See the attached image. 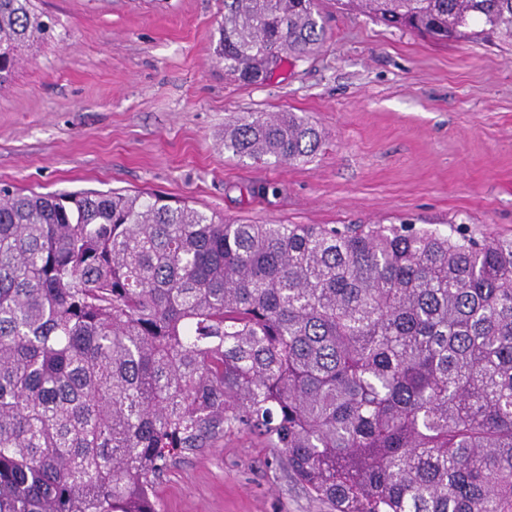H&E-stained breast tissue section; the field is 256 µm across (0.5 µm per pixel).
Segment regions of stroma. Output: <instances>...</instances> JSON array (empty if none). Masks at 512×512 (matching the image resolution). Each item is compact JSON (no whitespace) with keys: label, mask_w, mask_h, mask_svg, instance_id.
<instances>
[{"label":"stroma","mask_w":512,"mask_h":512,"mask_svg":"<svg viewBox=\"0 0 512 512\" xmlns=\"http://www.w3.org/2000/svg\"><path fill=\"white\" fill-rule=\"evenodd\" d=\"M50 38L0 87V184L140 190L242 221L398 224L512 235V46L445 45L318 0L323 43L240 84L214 47L221 0H34ZM293 112L305 163L224 150L225 124ZM270 184L276 193L247 194ZM160 512H329L244 431L169 462Z\"/></svg>","instance_id":"obj_1"}]
</instances>
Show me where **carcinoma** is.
I'll list each match as a JSON object with an SVG mask.
<instances>
[{"mask_svg":"<svg viewBox=\"0 0 512 512\" xmlns=\"http://www.w3.org/2000/svg\"><path fill=\"white\" fill-rule=\"evenodd\" d=\"M224 73L312 52L315 0H223ZM512 44V0H346ZM52 29L0 0V83ZM292 112L224 151L303 163ZM243 429L330 512H512V236L252 224L122 191L0 187V512H158L168 460Z\"/></svg>","mask_w":512,"mask_h":512,"instance_id":"cac0c4a2","label":"carcinoma"}]
</instances>
